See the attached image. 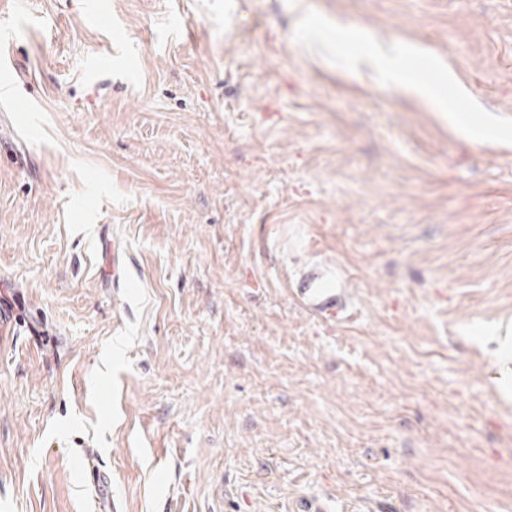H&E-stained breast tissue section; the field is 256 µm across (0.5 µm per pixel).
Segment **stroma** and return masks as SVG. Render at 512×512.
I'll list each match as a JSON object with an SVG mask.
<instances>
[{
  "label": "stroma",
  "instance_id": "35a3bbf8",
  "mask_svg": "<svg viewBox=\"0 0 512 512\" xmlns=\"http://www.w3.org/2000/svg\"><path fill=\"white\" fill-rule=\"evenodd\" d=\"M0 47V512H97L91 452L115 512H512V0H0ZM400 48L397 44L374 45L370 52L360 55L354 61L355 68H375L387 74L392 82H399L405 86L407 91L421 95L435 103L443 112L446 111V103L438 97L428 86L420 83H408L403 74L391 68L392 61L399 55ZM298 291L306 306L318 315L334 317L345 311L336 288H326L324 283H319L315 288H299Z\"/></svg>",
  "mask_w": 512,
  "mask_h": 512
}]
</instances>
